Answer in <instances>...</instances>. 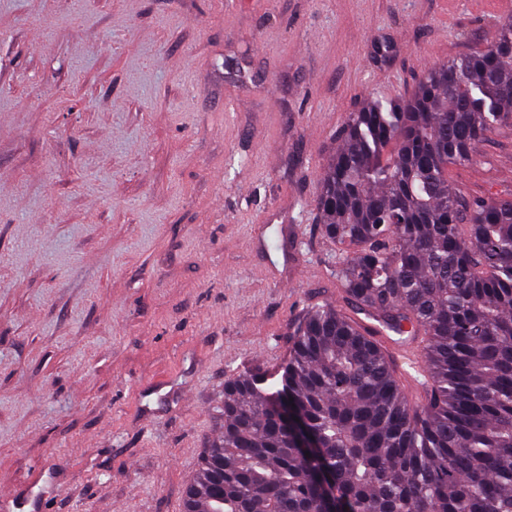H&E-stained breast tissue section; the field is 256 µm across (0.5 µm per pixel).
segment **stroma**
<instances>
[{"label":"stroma","mask_w":512,"mask_h":512,"mask_svg":"<svg viewBox=\"0 0 512 512\" xmlns=\"http://www.w3.org/2000/svg\"><path fill=\"white\" fill-rule=\"evenodd\" d=\"M502 0H0V490L182 512L224 383L341 303L313 214L350 113ZM512 194V124L452 174Z\"/></svg>","instance_id":"stroma-1"}]
</instances>
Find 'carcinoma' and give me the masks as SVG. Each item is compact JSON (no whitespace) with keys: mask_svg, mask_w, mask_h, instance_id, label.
Segmentation results:
<instances>
[{"mask_svg":"<svg viewBox=\"0 0 512 512\" xmlns=\"http://www.w3.org/2000/svg\"><path fill=\"white\" fill-rule=\"evenodd\" d=\"M512 122V20L428 70L407 99L349 115L320 179L315 224L351 313L315 304L291 332L281 388L224 382L216 435L183 512H328L314 469L355 512H512V196L466 197L448 173ZM423 343L415 404L353 313ZM292 398L323 455L275 411Z\"/></svg>","mask_w":512,"mask_h":512,"instance_id":"1","label":"carcinoma"}]
</instances>
